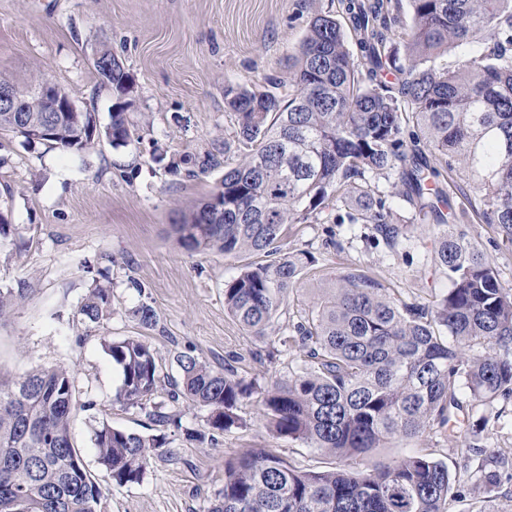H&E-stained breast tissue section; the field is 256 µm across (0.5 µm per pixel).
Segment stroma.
Wrapping results in <instances>:
<instances>
[{"label":"stroma","mask_w":512,"mask_h":512,"mask_svg":"<svg viewBox=\"0 0 512 512\" xmlns=\"http://www.w3.org/2000/svg\"><path fill=\"white\" fill-rule=\"evenodd\" d=\"M308 23L304 0H0V79L26 89L35 73L64 89L84 112L107 126L116 101L92 65L93 51L107 45L135 82L129 109L140 141L112 147L100 139L82 153L0 132V214L12 233L0 246V288L19 293L10 316L0 320V371L19 375L40 366L70 367L78 402L71 422L74 446L104 492L102 512H207L224 486V462L251 448H270L303 470H325L337 459L279 437L267 425L259 395L243 399L240 424L213 439H186L188 429L206 430V411L172 401L168 380L177 376L184 352L212 367L231 365L264 386L301 367L305 352L281 345L334 277L360 270L378 276L408 304H426L444 293L448 280L433 260L432 225L414 220L398 198L389 204L408 237L397 251L374 245L366 224L334 223L326 210L291 225L284 250L308 252L305 269L259 344L224 311V282L242 261L213 250L181 245L174 220L190 213L220 188L226 169L245 150L237 145V119L224 89L240 85L287 97L294 88L288 67ZM230 143L220 168L195 177H172L152 159L204 155ZM461 229L512 288V243L497 225L475 222L483 191L463 172L444 179ZM112 291V315L100 327L79 323L77 310L90 288ZM148 304L157 324L144 331L128 312ZM145 335L159 369L157 402L172 416L157 426L150 409L124 407L113 396L120 376L101 347L103 337ZM141 434L165 433L170 453L152 455L142 483L116 489L99 464L92 428L99 421ZM452 423L455 437L425 432L374 449L369 460L390 464L415 453L444 461L454 477L448 512H512V481L490 490L475 481L476 467L461 446L480 444L512 452V401L464 405Z\"/></svg>","instance_id":"stroma-1"}]
</instances>
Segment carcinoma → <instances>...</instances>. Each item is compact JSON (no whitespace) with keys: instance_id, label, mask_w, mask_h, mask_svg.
I'll return each instance as SVG.
<instances>
[{"instance_id":"carcinoma-1","label":"carcinoma","mask_w":512,"mask_h":512,"mask_svg":"<svg viewBox=\"0 0 512 512\" xmlns=\"http://www.w3.org/2000/svg\"><path fill=\"white\" fill-rule=\"evenodd\" d=\"M309 21L292 57L296 90L283 100L243 86L224 88L237 118L238 143L249 148L224 172L221 188L180 217L177 232L190 250L226 256L263 255L224 282V310L250 335L267 329L297 287L309 258L281 252L288 226L315 212L336 211V224H369L372 237L395 251L404 238L386 198L369 177L393 179L424 224L435 225L434 261L448 289L430 306L408 305L375 277L348 272L322 290L311 315L292 326L288 343L305 349L306 363L284 380L258 388L228 366L222 371L190 353L177 357L180 398L207 412V425H239V402L262 394L263 416L274 432L348 464L300 471L266 448H251L225 463L224 488L208 512H447L448 466L423 454L393 464L351 467L371 449L425 431L453 433L450 423L465 392L476 404L512 399V289L501 285L484 252L456 225L451 198L433 186L439 170L428 156L458 162L485 191L478 220L497 224L512 241V0H410L413 26L407 65H396L392 22L400 0H338L340 17L307 0ZM360 51L355 61L348 47ZM461 48L454 70L428 62ZM405 75L397 88L380 80L385 69ZM115 91L110 123L100 129L93 112H71L47 134L31 138L49 116L37 94L44 79L15 89L20 112H0V131L26 142H52L81 153L100 137L113 147L135 141L127 117L134 83L123 65L98 72ZM411 104L404 112L400 100ZM413 124L405 150L403 127ZM221 165L208 152L168 163L189 177ZM112 313V292L96 286L78 314L91 329ZM142 328L157 324L154 309L129 312ZM121 374L114 400L144 407L157 393L158 370L142 336L102 339ZM73 373L62 366L18 377L0 374V512H90L101 505L100 486L74 447ZM98 462L112 486L140 483L151 455L167 444L101 422L93 431ZM478 481L497 488L499 473L480 464Z\"/></svg>"}]
</instances>
